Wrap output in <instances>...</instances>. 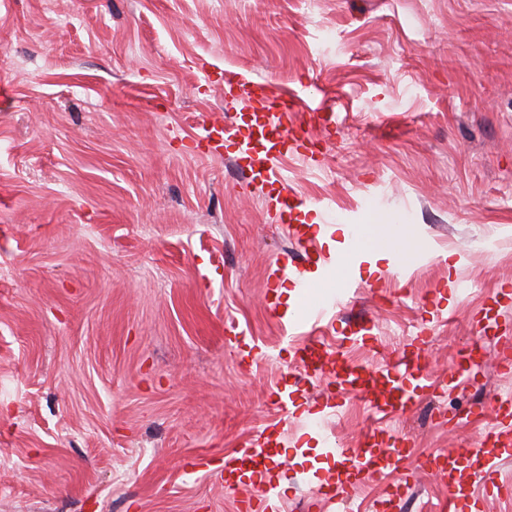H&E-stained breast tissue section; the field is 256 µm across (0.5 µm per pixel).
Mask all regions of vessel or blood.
I'll return each instance as SVG.
<instances>
[{
    "mask_svg": "<svg viewBox=\"0 0 512 512\" xmlns=\"http://www.w3.org/2000/svg\"><path fill=\"white\" fill-rule=\"evenodd\" d=\"M224 94L239 102L240 110L232 120L203 123L204 135L215 149L226 145L238 147L235 164L248 180L283 188L281 203L285 210L271 214L270 220L275 224L284 222L285 211L294 212L302 206L301 200L286 193L288 177L281 166L283 159L302 153L301 136L288 121L297 101L280 94L270 82L229 70L224 73ZM306 288V283H298L297 301L288 311V324L296 330L307 327L314 331L335 309L336 301L331 298L318 305L309 303ZM416 342L417 349L401 353L395 363L376 368L350 362L341 352L329 350L319 342L292 348L293 360L303 374L284 375L276 384L273 394L280 411L294 405L303 378L327 375L337 400L364 396L373 417L356 448L341 447L326 433L318 435L325 453L340 459L319 488L322 500L336 506L338 512H347L353 489L394 474L398 483L391 485L386 498L377 503L378 512H392L395 502L409 490L406 473L416 464L447 477L445 512H457L462 506L468 512H478L481 494L501 490L496 473L503 460L512 458L511 392L492 395L489 406L494 422L470 448L462 451L417 454L404 436L389 427L390 419L412 410L420 400L473 382L485 360L479 348L467 349L455 361L448 378L436 381L426 367L424 337H417ZM282 446L281 432L266 429L225 458L224 486L238 492L237 512H281Z\"/></svg>",
    "mask_w": 512,
    "mask_h": 512,
    "instance_id": "b4317fda",
    "label": "vessel or blood"
}]
</instances>
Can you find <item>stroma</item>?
<instances>
[{"mask_svg":"<svg viewBox=\"0 0 512 512\" xmlns=\"http://www.w3.org/2000/svg\"><path fill=\"white\" fill-rule=\"evenodd\" d=\"M228 69L297 99L320 157L284 167L318 247L419 244L399 268L320 280L310 301L343 304L313 333L265 300L303 242L268 223L234 147L198 137L236 110ZM0 81V512H236L224 457L279 420L292 339L335 347L362 316L374 341L343 353L378 365L425 327L441 379L486 294L512 289V0H0ZM323 389L309 381L288 421L282 512L326 474L303 420ZM508 389L489 361L391 426L459 451L492 421L469 409ZM369 424L350 398L327 429L354 448ZM411 484L399 512H437L442 478Z\"/></svg>","mask_w":512,"mask_h":512,"instance_id":"obj_1","label":"stroma"}]
</instances>
